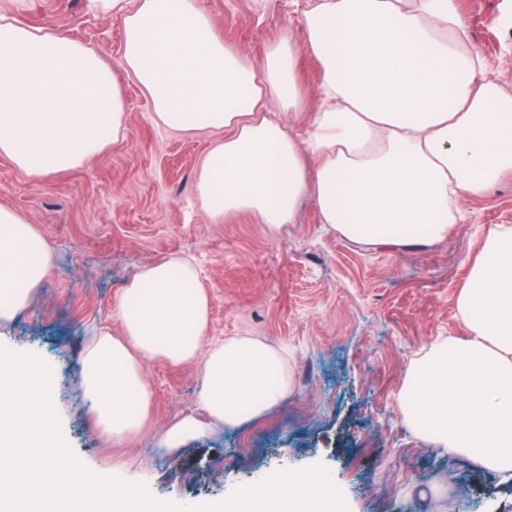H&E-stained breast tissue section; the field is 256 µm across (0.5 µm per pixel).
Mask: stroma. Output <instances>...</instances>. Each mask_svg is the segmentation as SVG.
<instances>
[{
    "label": "stroma",
    "mask_w": 512,
    "mask_h": 512,
    "mask_svg": "<svg viewBox=\"0 0 512 512\" xmlns=\"http://www.w3.org/2000/svg\"><path fill=\"white\" fill-rule=\"evenodd\" d=\"M311 2L202 5L225 44L258 67L281 36L303 44ZM455 2L486 76L512 95V0ZM21 17L96 48L125 104L123 136L80 167L33 177L0 156V206L35 224L54 256L0 344L55 375L62 433L78 461L169 501L217 500L278 470L320 463L349 512H467L473 504L512 512V484L416 437L398 400L421 348L442 337L467 340L457 298L485 234L512 225V172L464 198L463 221L427 247L351 242L322 223L310 195L275 232L247 212L215 222L193 190L220 135L156 125L149 100L120 67L121 18L89 11L86 0H27ZM170 256L194 259L211 300V336H258L283 348L292 388L261 417L173 451L155 436L193 408L198 369L150 362L148 426L116 447L79 388L84 340L95 329L119 334L118 294L144 266Z\"/></svg>",
    "instance_id": "obj_1"
}]
</instances>
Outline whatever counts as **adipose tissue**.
Wrapping results in <instances>:
<instances>
[{"label": "adipose tissue", "mask_w": 512, "mask_h": 512, "mask_svg": "<svg viewBox=\"0 0 512 512\" xmlns=\"http://www.w3.org/2000/svg\"><path fill=\"white\" fill-rule=\"evenodd\" d=\"M121 17L120 65L157 124L220 130L195 184L216 221L240 211L290 223L314 191L322 223L364 245L447 238L459 203L512 171V95L483 70L455 0H315L305 41L270 44L262 69L226 46L200 0H88ZM25 0H0V155L47 177L123 134L124 101L94 48L51 24H22ZM319 67L305 133L299 54ZM315 161L306 172L303 156ZM35 225L0 206V328L25 309L52 264ZM466 341L441 338L414 359L400 406L421 438L512 480V227L486 235L457 300ZM120 335L87 336L81 384L97 423L121 444L146 426L145 364L197 366L194 411L169 424L176 449L260 415L291 386L287 355L252 336H209L210 298L192 260L172 256L123 289Z\"/></svg>", "instance_id": "adipose-tissue-1"}]
</instances>
